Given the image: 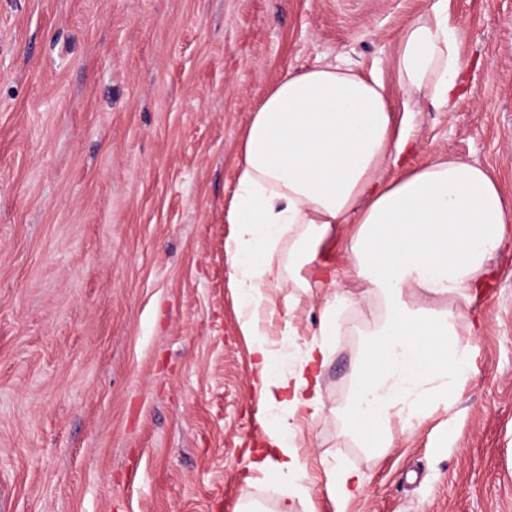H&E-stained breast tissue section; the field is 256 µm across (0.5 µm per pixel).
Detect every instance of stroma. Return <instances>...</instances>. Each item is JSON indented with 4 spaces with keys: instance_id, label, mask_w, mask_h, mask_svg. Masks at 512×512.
Listing matches in <instances>:
<instances>
[{
    "instance_id": "1",
    "label": "stroma",
    "mask_w": 512,
    "mask_h": 512,
    "mask_svg": "<svg viewBox=\"0 0 512 512\" xmlns=\"http://www.w3.org/2000/svg\"><path fill=\"white\" fill-rule=\"evenodd\" d=\"M433 0H0V512H279L253 466L264 420L237 320L226 222L238 141L288 72L387 66ZM466 63L451 111L420 99L405 168L459 159L512 222V0H448ZM356 225L325 245L348 297L292 512H512V244L458 341L477 370L362 448L343 412L384 316L353 272ZM271 341H311L328 289L288 281ZM362 330L349 332L350 323ZM362 479L335 503L324 463Z\"/></svg>"
}]
</instances>
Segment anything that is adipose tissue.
Returning a JSON list of instances; mask_svg holds the SVG:
<instances>
[{
    "label": "adipose tissue",
    "instance_id": "ef3b65f1",
    "mask_svg": "<svg viewBox=\"0 0 512 512\" xmlns=\"http://www.w3.org/2000/svg\"><path fill=\"white\" fill-rule=\"evenodd\" d=\"M463 67L448 0H434L401 32L392 82L379 72L365 77L350 65L327 63L288 74L251 114L226 214L234 226L226 250L240 329L255 359L258 403L268 414L272 453L258 467L276 487L300 488L305 477L290 420L299 408L317 411L323 404L319 371L338 329L336 311L347 300L331 293L318 336L302 351L274 350L266 328L274 314L271 261L284 236L293 238L289 279L306 288L321 245L338 225L357 227V274L385 309L346 411L364 447H390L393 421L412 425L476 368L468 349L452 340L451 321L423 317L406 296L459 304L486 287L490 260L512 238L500 190L483 168L463 161L384 176L408 145L396 112L411 113L418 96L452 108ZM394 87L404 95L398 106Z\"/></svg>",
    "mask_w": 512,
    "mask_h": 512
}]
</instances>
